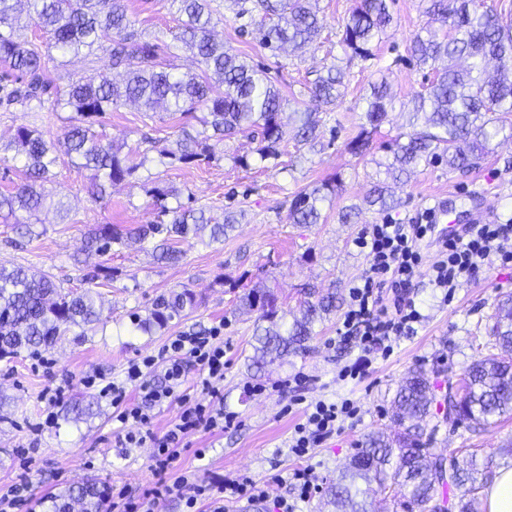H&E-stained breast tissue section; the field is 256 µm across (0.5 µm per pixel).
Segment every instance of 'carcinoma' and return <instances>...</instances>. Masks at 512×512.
Returning <instances> with one entry per match:
<instances>
[{
    "instance_id": "obj_1",
    "label": "carcinoma",
    "mask_w": 512,
    "mask_h": 512,
    "mask_svg": "<svg viewBox=\"0 0 512 512\" xmlns=\"http://www.w3.org/2000/svg\"><path fill=\"white\" fill-rule=\"evenodd\" d=\"M310 0H172L183 16L177 44L150 38L135 28L127 13L126 0H26L27 21L19 24V0H0V106H18L29 112H55L64 106L79 115L64 137L65 154L80 169L89 172L95 198L105 186L131 177L138 164L131 153L97 130L98 118L130 102L147 112L157 110L195 119L200 128H181L175 146L152 145L170 164H195L211 159V141L238 134L259 143L262 160L280 165V144L287 135L281 123L285 99L267 72L255 68L224 43L216 41L211 27L221 8L254 26L258 44L272 52L289 46L302 48L316 41L324 29L323 20L309 7ZM429 17L423 33L410 43L411 57L419 66L433 71L426 89L403 106L407 131L384 143L385 156L376 161L385 179L380 181L366 205L390 210L400 201L391 193L388 181L400 182L421 164L443 163L451 170L466 171L491 153L494 135L512 130V79L494 74L488 66L512 65V23L500 20L486 0H424ZM393 16L389 0H357L343 21L340 44L348 60L373 58L372 44L382 35ZM32 30V36L23 34ZM107 51L112 68L124 72L115 84L89 76L71 81L60 90L47 74L57 67L55 53L78 54L93 48ZM185 49L201 65L199 73L176 71V51ZM325 111L343 97L344 72L331 64L308 87ZM395 95L387 81L370 86L363 97L365 123L347 144L354 155L365 154L372 136L387 120ZM322 118L304 112L292 129L298 144H311L319 135ZM13 152L24 178L12 189L0 192V215L7 218L24 211L40 212L46 205L45 185L59 161L52 143L41 131L18 127L10 140L0 142V153ZM337 185L323 182L298 191L288 209L293 224H317L322 203L336 193ZM153 205L169 222L146 224L136 229L141 241H154L159 261L177 263L182 251L179 240L208 228L213 242L236 223L235 214L224 213L223 222L206 215L202 208L167 205L178 195L173 188L153 186L148 190ZM128 233L110 224L92 229L84 250L105 255L122 245ZM92 288L66 289L43 272L29 267L0 266V359L37 353L53 347L64 336H87L103 323L102 309ZM301 317L289 323L279 314L277 298L255 286L241 299L242 306L258 313L254 331L256 345L252 367L261 370L268 363L308 349L316 335L315 325L336 310V293H309ZM197 305L194 293L184 288L155 298L146 316L129 314L132 331L149 333L162 329ZM491 329L496 352L472 363L455 384L448 383L444 396L447 411L438 418L432 412L436 401L429 373L410 369L400 381L392 400V419L401 430L389 438L382 432L368 435L364 446L351 457L327 496L334 512H372L359 483H391L403 512H448L436 508L438 490L452 486L459 491L457 512H478L476 503L493 465L489 456L470 455L469 468L457 475L443 476L438 455L431 445L447 429L470 434L512 419V295L499 300ZM102 490L88 482L69 491L68 501H55L54 512H70L69 501L101 506Z\"/></svg>"
}]
</instances>
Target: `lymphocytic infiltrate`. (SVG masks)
<instances>
[{"label":"lymphocytic infiltrate","instance_id":"1","mask_svg":"<svg viewBox=\"0 0 512 512\" xmlns=\"http://www.w3.org/2000/svg\"><path fill=\"white\" fill-rule=\"evenodd\" d=\"M355 244L365 252L368 263L363 274L349 287V300L336 330L337 345L356 344L360 353L341 370L342 377L363 381L374 370L378 353L390 352L400 336L412 331L422 313L410 296L411 288L426 281L443 296H451L461 281L477 275L494 261L512 263V219L496 224H467L457 233L437 235L433 209L421 211L414 221L392 220L371 224ZM435 246L436 258L424 264L422 249ZM162 365V381L148 379L155 365ZM291 392L304 407V420L294 428L288 444L292 454L302 457L338 435L346 419L355 414L351 400H307V377L295 374ZM138 390L136 400H128V386ZM111 402L117 424L115 445L119 448L150 446L155 474L154 488L134 498L126 490H112L110 512H150L152 501L175 497L194 512L199 499L212 498L210 486L182 477L168 481L166 475L187 447L190 435L217 432L238 426L236 412L224 407V339L220 328L184 332L172 338L157 355L129 363L123 382H110L98 390ZM178 403L176 420L162 433L155 432L157 410ZM295 495L272 497L269 484L249 477L233 480L228 489L233 500L250 503L273 500L278 512H296L298 503L309 501L317 491L311 469L292 475Z\"/></svg>","mask_w":512,"mask_h":512}]
</instances>
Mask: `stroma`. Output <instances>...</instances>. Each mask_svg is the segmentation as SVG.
<instances>
[{"label":"stroma","mask_w":512,"mask_h":512,"mask_svg":"<svg viewBox=\"0 0 512 512\" xmlns=\"http://www.w3.org/2000/svg\"><path fill=\"white\" fill-rule=\"evenodd\" d=\"M354 3L317 0L315 7L325 20V29L317 43L294 52L271 54L242 32L240 20L229 12L213 30L217 40L251 65L266 69L280 85L286 100L282 122L288 128L294 125L297 112L317 110L307 87L322 67L347 65L345 94L333 111L323 113L317 143H282L280 164L274 167L260 161L257 142L238 135L215 143L212 159L199 166H170L160 162L148 141L175 140L180 120H152L141 106L128 103L105 113L101 123L109 140L135 149L140 168L132 178L109 187L106 196L96 200L89 192L86 171L62 162L54 168L46 188L53 204L65 203L66 217H59L53 204L31 218L19 213L18 219L31 220L36 233L20 247L13 244V223L0 220V266L23 265L50 274L67 289L80 288L82 274L98 266L113 275L112 280L100 279L94 286L108 318L95 335L81 341L66 336L39 355L25 353L0 360V487L28 478L35 500L34 505L20 506L19 512H51V496L66 494L92 479L103 489L116 485L134 495L153 487L157 477L151 448L124 452L113 447L112 405L85 386L84 380L91 375L107 381L122 378L129 361L156 354L181 333L223 325L228 360L224 404L238 412L241 425L192 435L168 479L191 475L200 483L213 484L220 493L225 481L247 473L261 481L272 480L273 494L287 495L292 491L288 477L294 470L309 467L319 489L312 500L299 504V512H331L327 488L369 433L388 430L391 399L408 369L422 366L433 371L440 387L447 372L462 374L487 355L493 305L500 296L512 294V266L490 265L461 282L447 299L427 284H417L414 298L423 319L415 331L400 338L393 354L380 360L365 382L356 384L338 376L340 368L358 353L355 346L331 344L346 309L348 286L367 263L354 240L367 225L383 223L386 217L364 207L363 202L377 180L378 148L403 132L405 116L389 113L373 136L370 153L354 155L346 144L360 131L362 98L372 82L386 80L397 101L404 103L427 85L425 69L407 51L410 39L427 22L420 0H392L393 22L373 45V59L350 62L339 39L342 21ZM127 5L136 27L147 34L168 39L177 32L179 15L167 0H127ZM59 62L50 78L60 85L89 75L116 76L109 54L97 48L60 56ZM70 122L67 111L0 109V139L9 140L17 127L29 126L58 142ZM492 148L466 173L449 171L444 165L418 167L408 181L395 186L401 204L391 216L408 223L441 198L451 218L460 224L469 223L477 210L496 220L512 218V138L496 139ZM242 157L248 159L249 168L239 166ZM326 180L336 181L338 187L332 201L323 204L320 222L289 223L294 192ZM153 182L175 188L180 202L206 208L216 218H223L228 210L238 212L234 230L220 244L211 242L205 230L180 242L183 257L175 265L158 262L151 248L132 240L104 256L83 253L85 235L99 225L131 229L157 221L158 212L146 192ZM353 204L361 207L356 223H341V209ZM258 284L273 291L291 317L300 315L305 289L332 290L337 296L335 312L316 324L306 352L260 371L250 366L256 316L241 308L244 293ZM185 286L197 295L196 310L150 335L128 332L131 311L146 313L156 296ZM298 371L309 378L307 397L348 398L360 409L341 434L303 459L288 453V439L302 418L301 410L292 407L290 394L251 395L246 391L256 383L280 384ZM60 384L66 388L63 402L48 408L43 396L48 388ZM76 400L89 405V413L76 421L63 419L65 405ZM50 411L57 421L48 427L44 420ZM511 444L512 420L467 439L452 433L439 436L435 447L458 449L463 464L473 448L478 455L493 457L498 467L512 468V454L507 451Z\"/></svg>","instance_id":"obj_1"}]
</instances>
